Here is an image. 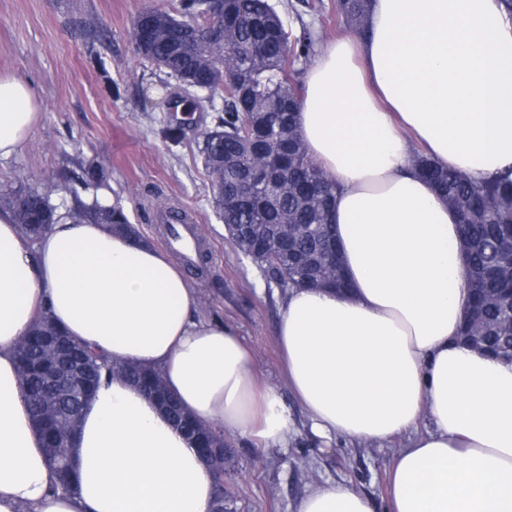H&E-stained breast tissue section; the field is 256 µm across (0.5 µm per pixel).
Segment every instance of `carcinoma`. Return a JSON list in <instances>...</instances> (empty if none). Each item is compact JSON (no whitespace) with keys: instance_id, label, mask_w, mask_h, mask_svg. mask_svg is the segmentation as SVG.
Segmentation results:
<instances>
[{"instance_id":"carcinoma-1","label":"carcinoma","mask_w":512,"mask_h":512,"mask_svg":"<svg viewBox=\"0 0 512 512\" xmlns=\"http://www.w3.org/2000/svg\"><path fill=\"white\" fill-rule=\"evenodd\" d=\"M371 0H336L332 12L323 0H307L303 14L317 24L301 23L300 32L285 25L269 0H224L217 17L204 13L201 0H177L175 12L138 14L132 32L135 48L166 77L179 82L194 72L211 94L224 95V118L203 132L202 154L213 182L214 203L224 223L235 224L231 242L250 252L268 284L287 293L299 286L343 287L340 257L331 231L333 185L308 156L295 125L301 81L300 65L309 61L329 27L336 32L361 31ZM215 25L224 31L215 45L199 32ZM411 166L433 183L456 209L469 269L471 298L461 336L512 360V179L474 181L439 169L421 152ZM0 207L15 215L21 233L31 225L50 224L56 213L39 187L0 194ZM95 224L130 228L123 210L99 202L76 209ZM34 337L64 343L69 337L52 325L48 314L36 321ZM84 362L69 369L97 388L102 376L119 375L143 391L165 411L178 430L189 428L212 448L224 443L223 431L202 426L170 394L160 372L133 364L115 370L112 362L85 343L73 342ZM19 371L33 422L44 452L56 467L60 487L71 485L69 449L57 441L55 429L81 416L85 404L68 401L46 386L55 361L45 348L28 340L17 349Z\"/></svg>"}]
</instances>
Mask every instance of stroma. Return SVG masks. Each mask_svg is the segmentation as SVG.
Listing matches in <instances>:
<instances>
[{
    "label": "stroma",
    "mask_w": 512,
    "mask_h": 512,
    "mask_svg": "<svg viewBox=\"0 0 512 512\" xmlns=\"http://www.w3.org/2000/svg\"><path fill=\"white\" fill-rule=\"evenodd\" d=\"M176 0H0V74L27 80L40 105L37 126L22 148L0 160V193L19 178L48 187L57 211L93 201L119 204L131 223L164 246L161 210L181 207L198 224L202 269L188 272L200 297L199 316L236 330L259 377L275 385L296 422L287 447H265L225 435L229 512H292L312 480L348 484L388 512V467L405 437L364 445L339 438L324 444L309 428L280 367L276 325L282 294L268 287L249 258L227 239L212 203L202 155V126L218 113L203 105L180 143L165 140L166 76L131 41L137 14L172 10ZM105 71L88 62L90 51ZM97 164L100 183H86Z\"/></svg>",
    "instance_id": "obj_1"
}]
</instances>
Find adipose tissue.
Instances as JSON below:
<instances>
[{
	"mask_svg": "<svg viewBox=\"0 0 512 512\" xmlns=\"http://www.w3.org/2000/svg\"><path fill=\"white\" fill-rule=\"evenodd\" d=\"M302 85L298 131L336 185L349 290L283 297L286 383L323 441L407 436L389 471L391 512H512V360L460 341L468 268L458 216L409 163L417 149L476 180L512 173V19L499 0H373L364 34L324 48ZM38 119L30 84L0 75V159ZM198 307L176 263L144 237L63 218L33 242L0 209V512L213 508L211 470L117 376L80 418L71 491H54L15 358L44 311L113 363L159 370L201 423L287 445L294 423L278 390L259 381L238 334ZM294 512L375 504L324 481Z\"/></svg>",
	"mask_w": 512,
	"mask_h": 512,
	"instance_id": "ef3b65f1",
	"label": "adipose tissue"
}]
</instances>
